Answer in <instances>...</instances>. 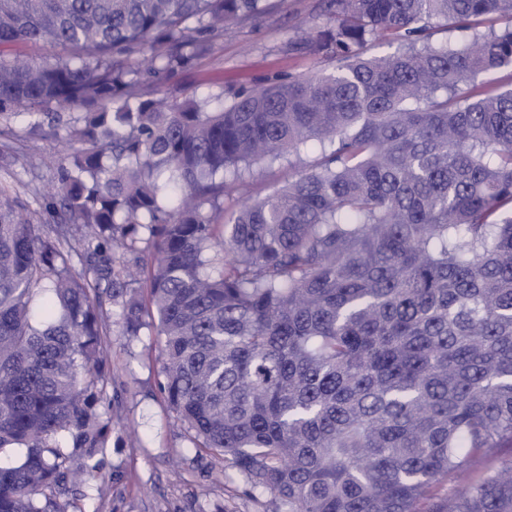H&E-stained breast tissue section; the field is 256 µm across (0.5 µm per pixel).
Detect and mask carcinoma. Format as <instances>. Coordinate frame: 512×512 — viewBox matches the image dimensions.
Instances as JSON below:
<instances>
[{"mask_svg": "<svg viewBox=\"0 0 512 512\" xmlns=\"http://www.w3.org/2000/svg\"><path fill=\"white\" fill-rule=\"evenodd\" d=\"M327 2L332 70L226 101L155 97L139 60L180 68L269 0H0V48L67 50L0 51V136L23 110L70 146L54 223L0 188V512H67L72 463L104 469L105 304L137 336L139 288L196 452L274 512H512L511 460L472 477L512 447V87L479 83L512 69V0ZM311 143L224 218L241 166Z\"/></svg>", "mask_w": 512, "mask_h": 512, "instance_id": "cac0c4a2", "label": "carcinoma"}]
</instances>
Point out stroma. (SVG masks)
<instances>
[{"instance_id": "1", "label": "stroma", "mask_w": 512, "mask_h": 512, "mask_svg": "<svg viewBox=\"0 0 512 512\" xmlns=\"http://www.w3.org/2000/svg\"><path fill=\"white\" fill-rule=\"evenodd\" d=\"M326 0H275L255 20L228 30L171 73L146 75L151 89L166 93L232 95L274 76H299L327 69L315 48H294L300 26L326 29ZM14 128L15 160L0 164V184L29 204L35 219L52 223L45 193L56 181L48 157L64 156L67 146L54 135H30L26 121ZM292 174L287 160L259 162L246 170L239 193L225 197V212L246 199L263 197L283 186ZM106 393L111 403L112 440L106 467L93 478L71 484L65 496L72 512H272L269 497L243 491L222 461L198 457L187 430L161 395L162 338L155 320L139 336L110 328L105 338Z\"/></svg>"}]
</instances>
